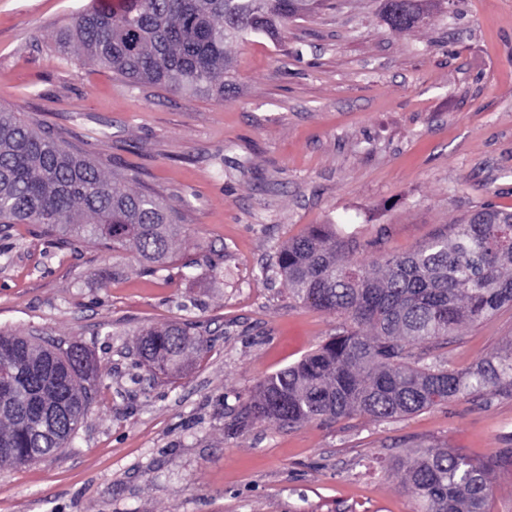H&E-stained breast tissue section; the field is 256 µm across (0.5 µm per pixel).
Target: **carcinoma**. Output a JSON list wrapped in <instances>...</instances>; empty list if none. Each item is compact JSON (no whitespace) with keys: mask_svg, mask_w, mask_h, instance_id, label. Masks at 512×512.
<instances>
[{"mask_svg":"<svg viewBox=\"0 0 512 512\" xmlns=\"http://www.w3.org/2000/svg\"><path fill=\"white\" fill-rule=\"evenodd\" d=\"M314 11L308 0H94L56 41L65 62L97 63L133 84L224 100L231 47L253 34L276 40ZM429 0H382L396 32L428 18ZM139 172L107 176L59 131L0 110V224H40L65 243L131 247L156 270L182 233L155 191L131 190ZM360 244L317 224L291 239L277 266L290 293L344 319L342 330L293 365L266 377L242 422L294 425L354 414L389 419L485 391L512 394V349L466 373L421 363L415 345L439 348L464 323L512 305V210L482 208L448 232L368 268ZM187 322L138 333L140 357L168 374L203 341ZM97 392L89 357L30 332H0V466L27 465L68 447ZM446 448L400 459L394 475L416 512H486L489 473Z\"/></svg>","mask_w":512,"mask_h":512,"instance_id":"obj_1","label":"carcinoma"}]
</instances>
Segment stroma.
Segmentation results:
<instances>
[{"mask_svg": "<svg viewBox=\"0 0 512 512\" xmlns=\"http://www.w3.org/2000/svg\"><path fill=\"white\" fill-rule=\"evenodd\" d=\"M336 3L281 42L234 45L217 100L62 63L56 40L92 0H0V109L63 131L106 173L138 169L185 226L151 273L128 248L0 224V331L83 346L100 382L68 448L0 467V512H413L398 459L512 451L498 392L389 420L239 422L264 378L342 323L289 293V239L332 224L369 265L484 205L512 209V0L444 2L404 33L374 0ZM173 321L204 347L156 378L136 335ZM511 346L506 307L414 352L465 372Z\"/></svg>", "mask_w": 512, "mask_h": 512, "instance_id": "stroma-1", "label": "stroma"}]
</instances>
